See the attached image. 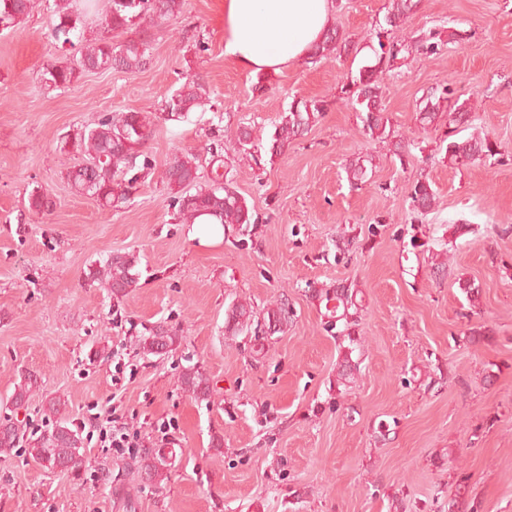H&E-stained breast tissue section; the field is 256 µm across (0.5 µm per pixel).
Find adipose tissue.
Masks as SVG:
<instances>
[{
  "label": "adipose tissue",
  "instance_id": "1",
  "mask_svg": "<svg viewBox=\"0 0 512 512\" xmlns=\"http://www.w3.org/2000/svg\"><path fill=\"white\" fill-rule=\"evenodd\" d=\"M334 0H224V55L252 74L300 63L331 27Z\"/></svg>",
  "mask_w": 512,
  "mask_h": 512
}]
</instances>
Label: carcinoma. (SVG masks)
Instances as JSON below:
<instances>
[{
    "label": "carcinoma",
    "mask_w": 512,
    "mask_h": 512,
    "mask_svg": "<svg viewBox=\"0 0 512 512\" xmlns=\"http://www.w3.org/2000/svg\"><path fill=\"white\" fill-rule=\"evenodd\" d=\"M185 0H54L51 12L54 25L51 37L64 44L81 43L80 58L69 62H50L42 70L41 81L48 89H64L78 80L86 71L121 70L135 73L141 70L149 59L147 44L138 39L124 42H112V33L126 32L140 24L146 18L160 20L173 19L181 15ZM418 0H390L385 16V24L377 25L371 33V40L377 45L371 47L373 55L358 70V76L341 87V92L357 106L363 124V132L370 137L385 135L388 118L382 109L383 75L403 51H415L420 54L434 55L443 45L439 33L432 32L410 44L395 40L393 31L413 13ZM33 0H0V25L9 27L17 20L28 15ZM351 41L336 29L328 30L323 40L312 49L311 58L320 60L333 52H349ZM208 96L205 86L190 77L182 86L168 97L162 112L169 117L184 119L203 105ZM446 102L448 115L458 125L467 122L470 111L469 102L453 95V90L444 87L429 92L424 106L419 112V122L424 126L434 124L438 113L443 111L441 102ZM325 100L299 99L292 102L287 113L281 117L267 149L270 157L281 155L291 140L312 126L327 111ZM153 135V123L142 112H111L102 117L97 124L86 127L76 135L71 143L70 152L83 157V162L67 173L71 188L79 195L90 197L102 205L116 207L127 199L125 177L136 166V161L144 155L146 144ZM458 130L453 128L445 136V154L450 161L464 165L480 158L498 155L497 143L488 136L472 134L470 137L457 138ZM224 159L218 153L212 154L210 187L200 189L193 194L178 197L177 215L180 221L193 224L205 217L229 226L231 224H249L253 219L252 209L246 199L238 193L232 182L224 177L221 169ZM198 166L191 153L175 155L165 170L166 182L173 186H184L183 176L195 172ZM367 167L364 159L358 157L347 167L348 180L355 186L364 179ZM413 209L426 212L435 200V191L431 184L422 179L413 183L410 192ZM137 257L123 254L107 261L103 269L97 272L101 283L117 288L119 297L135 286L138 280ZM337 307L342 312L336 315V321H345L346 330H351L353 321L349 309L354 306L353 291L342 288L336 291ZM257 313L249 303H239L231 310L227 320V329L239 332L250 326ZM290 314L285 304L269 307L263 313L268 323L284 324ZM178 341L175 331L160 325L147 336L138 339L137 350L143 355H159V350L173 351ZM184 390L197 399L210 395L209 379L205 372L197 367L186 368L180 376ZM39 389L38 378L28 374L15 386L11 402L21 404ZM26 443L25 452L39 466L44 467L51 461L61 471L77 473L83 466L81 449L83 438L79 428L60 420L52 428L37 437L24 438V433L10 422L0 429V452H7L20 443ZM165 456L160 451H142L140 470L151 479L160 483L167 478Z\"/></svg>",
    "instance_id": "1"
}]
</instances>
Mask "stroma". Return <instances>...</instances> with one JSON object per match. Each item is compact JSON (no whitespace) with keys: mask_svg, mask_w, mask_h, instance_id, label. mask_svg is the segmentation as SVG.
<instances>
[{"mask_svg":"<svg viewBox=\"0 0 512 512\" xmlns=\"http://www.w3.org/2000/svg\"><path fill=\"white\" fill-rule=\"evenodd\" d=\"M334 2L358 55L302 61L262 93L224 55V0H186L177 19L116 34L149 42L141 71H89L60 90L44 89L41 69L80 48L54 43L48 0L0 29V421L43 432L58 397L84 437L76 475L0 453V512H458L462 501L512 512V0H419L397 38H470L399 55L383 80L382 139L363 134L340 88L389 0ZM193 75L207 105L168 119L164 99ZM446 84L498 156L458 165L441 147L447 119L419 124L422 98ZM296 98L329 107L269 158L263 145ZM110 110L145 113L154 129L149 164L116 208L74 192L67 172L81 158L60 149ZM241 126L253 144L237 142ZM215 151L255 221L203 247L177 220L181 190L164 172L190 152L206 185ZM367 154L373 166L351 187L345 165ZM421 178L436 193L425 213L409 200ZM34 191L50 211L30 209ZM342 236L354 241L346 254ZM118 253L140 272L122 297L91 276ZM460 278L478 285L476 305ZM343 287L356 291L348 340L325 299ZM241 301L259 312L284 302L292 318L228 331ZM159 325L176 331V349L141 357L137 339ZM479 326L490 338L471 342ZM347 355L357 371L342 388ZM192 365L210 379L207 399L179 382ZM27 373L41 387L13 408ZM115 429L166 453L163 482L112 447Z\"/></svg>","mask_w":512,"mask_h":512,"instance_id":"obj_1","label":"stroma"}]
</instances>
